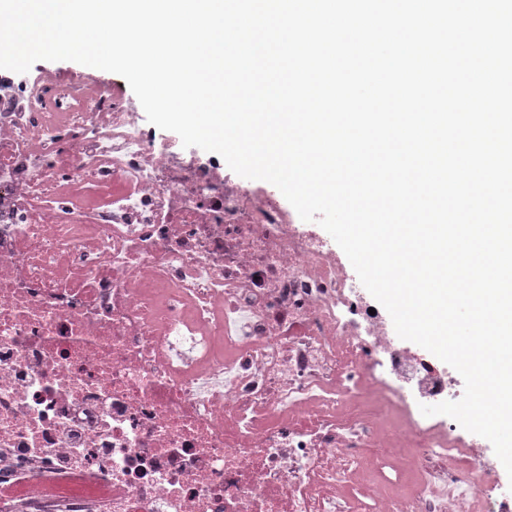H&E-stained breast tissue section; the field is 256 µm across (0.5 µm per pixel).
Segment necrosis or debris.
<instances>
[{"mask_svg":"<svg viewBox=\"0 0 512 512\" xmlns=\"http://www.w3.org/2000/svg\"><path fill=\"white\" fill-rule=\"evenodd\" d=\"M0 77V512H507L462 396L295 209L115 87ZM451 462L445 482L426 458Z\"/></svg>","mask_w":512,"mask_h":512,"instance_id":"necrosis-or-debris-1","label":"necrosis or debris"}]
</instances>
